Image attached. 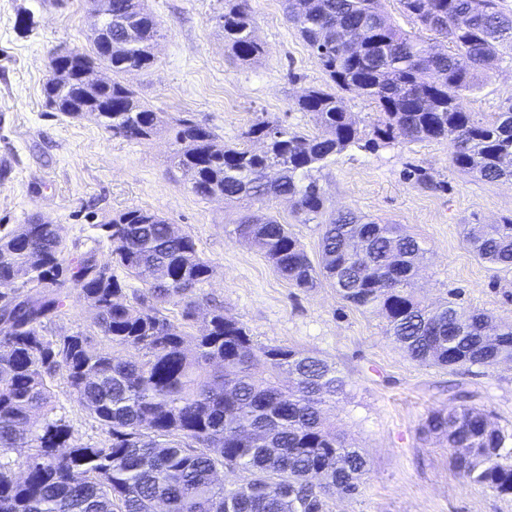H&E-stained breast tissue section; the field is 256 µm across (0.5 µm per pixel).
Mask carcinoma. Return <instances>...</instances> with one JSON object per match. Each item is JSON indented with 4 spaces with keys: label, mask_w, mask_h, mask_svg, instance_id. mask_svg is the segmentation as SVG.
I'll return each mask as SVG.
<instances>
[{
    "label": "carcinoma",
    "mask_w": 512,
    "mask_h": 512,
    "mask_svg": "<svg viewBox=\"0 0 512 512\" xmlns=\"http://www.w3.org/2000/svg\"><path fill=\"white\" fill-rule=\"evenodd\" d=\"M381 0H285L288 22L330 81L375 105L379 116L359 127L342 98L312 86L297 99L316 132L265 121L247 142L219 145L189 118L164 120L122 82L89 91L100 125L129 141L167 127L174 166L192 192L256 207L235 233L257 247L297 288L331 282L342 300L377 312L386 333L412 360L444 367L512 363V320L448 299L423 306L415 295L416 238L399 224L365 221L329 210L317 173L350 148L373 150L397 140H446L462 175L484 182L512 179V106L470 112L479 73L512 53V8L505 0H398L425 37L400 27ZM224 44L244 63L265 55L253 36L247 0H227L218 17ZM161 28L143 0H112V49L62 50L56 69L71 79L46 81L57 112L76 117L86 105L83 70L119 75L154 61ZM448 49L433 52L431 37ZM263 140V151L248 145ZM286 199L301 224L322 225L313 264L288 224L272 212ZM111 261L94 251L70 259L58 226L38 216L0 233V512H328V500L353 495L367 470L358 448L327 426L324 413L347 381L327 360L287 346L265 345L242 322L213 307L196 311L212 266L188 234L158 213L131 208L99 225ZM481 261L512 267V218L464 225ZM141 287L127 293L126 279ZM77 292L92 333L52 335L48 325ZM132 349L133 357L119 352ZM61 378L107 438L69 443L53 384ZM424 431L448 444L451 465L467 483L512 498V431L464 401L432 412ZM15 448L31 453L3 459ZM238 473L226 485L221 470Z\"/></svg>",
    "instance_id": "1"
}]
</instances>
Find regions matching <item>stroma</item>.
<instances>
[{"label": "stroma", "mask_w": 512, "mask_h": 512, "mask_svg": "<svg viewBox=\"0 0 512 512\" xmlns=\"http://www.w3.org/2000/svg\"><path fill=\"white\" fill-rule=\"evenodd\" d=\"M161 26L149 70L122 80L140 101L168 117L211 128L218 143H241L265 120L314 130L295 102L305 89L332 84L288 23L282 0H248L254 36L266 53L241 63L224 44L216 18L224 0H145ZM27 27H20V19ZM88 0H0V231L42 215L56 224L71 254L95 251L110 261L99 226L130 208L157 212L191 235L213 272L203 288L226 316L246 324L258 342L310 351L348 380L327 414L337 432L368 461L358 492L336 494L330 512H512V500L464 482L448 451L426 435L427 416L459 391L491 421L512 429V364L490 369L412 361L385 334L381 315L357 310L329 282L304 290L284 280L261 252L234 233L241 203L195 195L171 156L166 134L129 141L107 133L91 114L72 118L47 106L43 83L50 54L90 50ZM512 105V58L484 70L472 112ZM336 209L381 224H401L424 242L419 296L435 303L455 293L466 308L512 320V269L480 261L462 227L512 217V183H487L456 171L444 141L401 142L375 151L350 149L321 171ZM56 404L78 444L105 434L71 401L63 380Z\"/></svg>", "instance_id": "1"}]
</instances>
